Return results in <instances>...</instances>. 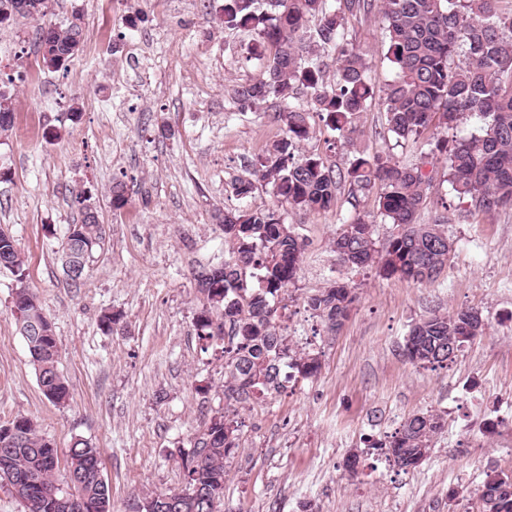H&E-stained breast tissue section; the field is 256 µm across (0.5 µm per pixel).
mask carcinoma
<instances>
[{"mask_svg": "<svg viewBox=\"0 0 512 512\" xmlns=\"http://www.w3.org/2000/svg\"><path fill=\"white\" fill-rule=\"evenodd\" d=\"M53 0H0V25L21 19L42 21ZM378 10L383 19L385 59L391 76L383 105L395 145L416 141L430 126L456 130L468 120L479 130L448 140L426 142L425 157L443 159L447 195L474 217L512 207V3L509 0H224V28L246 30L256 37L258 58L266 60L251 81L233 89L244 106L278 101L275 119L284 136L274 141L240 181L238 194L255 183L271 187L276 204L226 211L219 216L228 245L224 264L194 275L201 308L196 317L199 340L224 344V402L244 407L280 392L296 376L315 375L321 362L310 352L292 351L282 325L288 285L303 260L305 242L296 227L285 223L279 204L295 211L328 210L348 185L345 203L351 213L339 218L343 228L333 241L340 265L375 267L384 276L422 283L448 265L454 241L444 227L452 223L448 198L428 224L418 212L436 187L433 171L422 161L406 165L391 153H370L359 144L356 114L374 97L367 54L349 39L352 17ZM84 42L83 18L74 13L60 24L38 29L37 51L44 67L59 71L79 56ZM336 63V79L326 76V60ZM309 91L300 101L298 89ZM339 132L347 147V167L337 168L319 154L305 155L300 145L314 134L313 118ZM12 129V99L0 91V134ZM376 192L377 215L395 231L376 247L372 223L360 215L362 198ZM79 212L69 225L62 260L89 262L84 247L103 242L97 208L87 191L74 193ZM0 256L10 262L19 283L26 262L16 240L0 231ZM13 310L31 356L44 397L53 404L69 400V385L57 367L59 339L37 295L20 287ZM352 287L342 279L308 298L309 307L332 334L348 317ZM480 311H434L413 324L404 339L403 355L411 362L443 367L473 341L469 327ZM14 428V442L0 435V482H11L24 512H112L110 488L98 479L100 450L74 439L60 483L59 452L28 417L17 416L0 432ZM439 415L409 417L384 445L401 469L415 468L430 454L442 429ZM195 451L184 463L190 506L185 512H218L224 496L226 464L239 446L238 426L214 416L197 432ZM512 475L496 474L482 486L480 512H512V496L488 504L486 496Z\"/></svg>", "mask_w": 512, "mask_h": 512, "instance_id": "1", "label": "carcinoma"}]
</instances>
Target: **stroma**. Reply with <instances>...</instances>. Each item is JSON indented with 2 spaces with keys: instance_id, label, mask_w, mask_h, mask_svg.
<instances>
[{
  "instance_id": "stroma-1",
  "label": "stroma",
  "mask_w": 512,
  "mask_h": 512,
  "mask_svg": "<svg viewBox=\"0 0 512 512\" xmlns=\"http://www.w3.org/2000/svg\"><path fill=\"white\" fill-rule=\"evenodd\" d=\"M223 2L55 0L52 22L84 18L83 50L64 72L43 68L36 23L0 27V80L14 113L0 141V229L26 256V284L53 319L71 391L63 405L43 396L12 312L18 283L0 269V425L32 418L63 457L76 438L100 448L112 512L184 490L183 458L224 410V356L196 335L193 275L224 261L218 211L272 202L267 186L246 198L235 190L283 131L274 102L244 111L233 96L263 62L250 54L251 35L224 30ZM349 30L383 88L379 13L351 18ZM356 125L369 152L418 162L419 145L394 147L380 98ZM117 178L128 197L119 210L110 203ZM80 188L104 243L75 286L60 255ZM285 220L306 244L287 290L288 339L293 351L318 352L321 368L239 410L224 512H479L487 474H512V209L449 225L448 265L423 284L342 267L335 210H289ZM337 278L357 299L330 335L307 299ZM437 308L477 309L487 329L431 369L402 345ZM106 312L121 316L114 330L100 325ZM422 412L444 428L425 462L400 469L380 444ZM355 451L353 478L344 463Z\"/></svg>"
}]
</instances>
